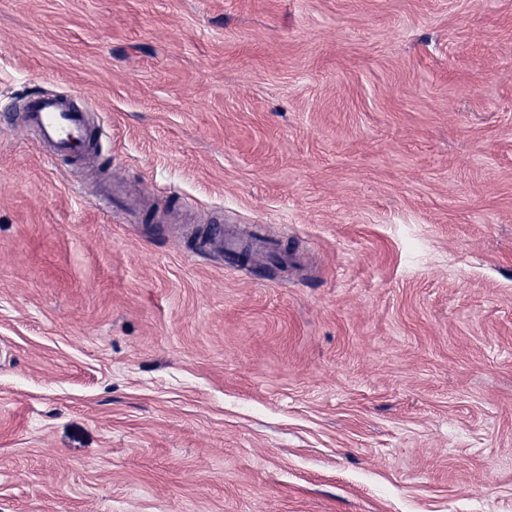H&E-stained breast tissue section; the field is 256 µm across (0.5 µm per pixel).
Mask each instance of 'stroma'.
I'll use <instances>...</instances> for the list:
<instances>
[{
  "instance_id": "stroma-1",
  "label": "stroma",
  "mask_w": 512,
  "mask_h": 512,
  "mask_svg": "<svg viewBox=\"0 0 512 512\" xmlns=\"http://www.w3.org/2000/svg\"><path fill=\"white\" fill-rule=\"evenodd\" d=\"M32 92L100 147L0 124V512H512V0H0ZM22 112L39 144L50 147L53 154L76 160L89 155L92 142L88 113L69 99L49 93L34 95L25 99ZM202 245L208 251L226 254L232 259L243 252H247L255 263L265 257L271 250L270 244L261 237H254L251 243L245 246L237 236L230 234L224 236V233L207 237Z\"/></svg>"
}]
</instances>
